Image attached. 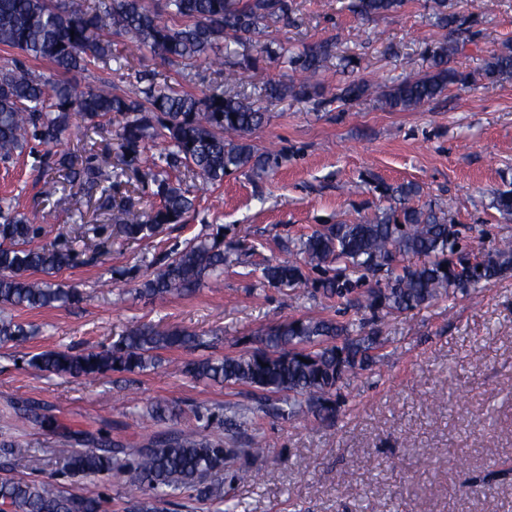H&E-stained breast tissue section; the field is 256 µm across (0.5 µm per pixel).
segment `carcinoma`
Instances as JSON below:
<instances>
[{
    "label": "carcinoma",
    "mask_w": 512,
    "mask_h": 512,
    "mask_svg": "<svg viewBox=\"0 0 512 512\" xmlns=\"http://www.w3.org/2000/svg\"><path fill=\"white\" fill-rule=\"evenodd\" d=\"M436 25L446 31L429 52L430 70L423 76L391 82L383 93L386 106L409 110L430 102L454 85L479 81L491 84L512 77V48L492 53L477 71H461L451 65L469 37L471 15L448 11V0H434ZM404 0H351L348 8L363 19L394 13ZM292 0H164L158 10L148 0H0V46L17 51L12 66L0 68V160L7 162L23 152L28 142L48 147L63 142L70 130L82 126L94 130L106 117L118 119L117 162L112 176L103 173L97 156L48 152L41 164L48 179L45 194L56 192L54 172L81 180L90 190H100V207L112 212L117 236L126 241L153 238L163 226L183 222L195 209L191 183L219 184L232 171L248 170L260 177L278 165L272 154L258 153L249 136L265 122V113L251 96L226 93L224 86L240 84V71L256 68V59L241 54L244 46L263 34L269 19L288 21ZM124 34L126 53L112 52L104 38V22ZM270 56L299 75L296 82L267 81L257 87L258 97L270 100H314L327 103L323 74L336 60V71L345 73L352 59L338 55L333 44L321 42L298 51L269 46ZM148 52L169 65L192 66L199 61L216 65L219 81L197 95L168 77L146 80L134 95L119 93L112 82L102 80L83 90L62 76L85 70L98 62L115 63V71L130 70L140 54ZM29 61L50 63L59 78L50 80L27 66ZM373 92L369 83L353 79L332 100L356 102ZM160 137L167 146L147 159L148 140ZM126 176L146 189L159 203L147 212L133 208L131 197H116L112 190ZM418 186L408 183L393 190L402 205V217L388 208L354 224H330L301 239V262L278 261L262 269L270 284L293 286L304 278L303 267L327 272L335 264L356 269H386L385 283L363 293L365 307L387 314L413 310L461 292L470 294L481 284L512 273V241L484 254L482 261L464 264V236L430 207L414 206ZM492 206L512 216V190L492 193ZM7 198L0 199V307L40 309L78 301L81 293L51 282V277L73 266L77 252L70 245L39 243L42 227L36 220L11 214ZM224 228L153 254L140 277L141 267L118 272L130 280L142 278L139 292L152 300L185 296L203 280L219 278L228 256L224 253ZM410 257L420 262L407 264ZM447 270H442V267ZM35 273L42 278L34 279ZM332 296L344 297L357 287L336 277L321 281ZM32 331L11 318H0V343L22 347ZM201 337L185 329L143 325L121 334L102 350H47L31 355L28 363L38 369L71 378H96L109 373L142 372L160 361V352L195 349ZM262 347L240 355H209L188 363L191 377L216 384H243L279 395L256 408L229 410L191 409L215 432H161L136 448H126L105 437L96 446L72 451L63 473L70 478L117 477L137 491L127 512H160L159 505L180 507L188 494L198 502H223L225 485L251 477L247 461L264 452L256 435L246 448L241 434L259 412L293 418L312 416L317 422L336 418V386L346 375L376 362L380 345L377 333L333 320L294 319L272 325L264 332ZM173 408L155 400L146 408L151 418L162 421ZM0 512H106L98 495L74 494L50 480L24 473L0 476Z\"/></svg>",
    "instance_id": "cac0c4a2"
}]
</instances>
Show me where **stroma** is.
<instances>
[{"instance_id":"35a3bbf8","label":"stroma","mask_w":512,"mask_h":512,"mask_svg":"<svg viewBox=\"0 0 512 512\" xmlns=\"http://www.w3.org/2000/svg\"><path fill=\"white\" fill-rule=\"evenodd\" d=\"M348 3L293 0L290 23L270 22L250 47L257 67L249 85L290 80L264 51L272 42H335L353 59L354 77L381 86L428 71L427 51L444 36L431 0H406L399 12L369 23ZM479 3L473 40L455 58L467 72L512 46V0ZM144 73L172 76L176 69L147 54L132 71L100 63L69 79L78 88L108 79L131 94ZM265 108L267 120L250 139L278 153V167L259 179L235 172L220 184L196 185L195 211L149 241L115 239L97 194L79 184L60 181L46 197L42 148L0 162V197H11L14 213L44 215L43 242L78 251L55 280L83 294L75 304L4 311L34 332L25 347L0 344V441L15 442L14 469L39 452L42 477L102 495L109 512H124L132 496L125 479L63 475L71 450L90 447L103 426L112 440L136 447L156 432L196 427L191 407L254 405L259 391L195 380L185 365L259 347L262 331L280 321L364 318L380 334V363L344 377L332 423L258 419L251 431L267 449L252 465L258 479L230 489L233 512H485L490 503L512 512V274L475 297L458 294L388 315L324 295L312 271L293 287L262 283L259 274L267 261L295 259L300 238L322 225L360 222L388 208L384 187L407 182L421 188L415 205L460 225L473 253L512 240V217L491 206L493 190L512 188V79L454 87L410 110L388 108L377 93L319 111L292 99ZM219 226L232 260L219 284L207 280L188 296L158 303L139 296L136 283L112 277ZM144 325L185 329L204 344L163 352L142 372L95 380L62 378L26 362L44 350L106 345ZM156 398L174 407L169 420L142 416Z\"/></svg>"}]
</instances>
